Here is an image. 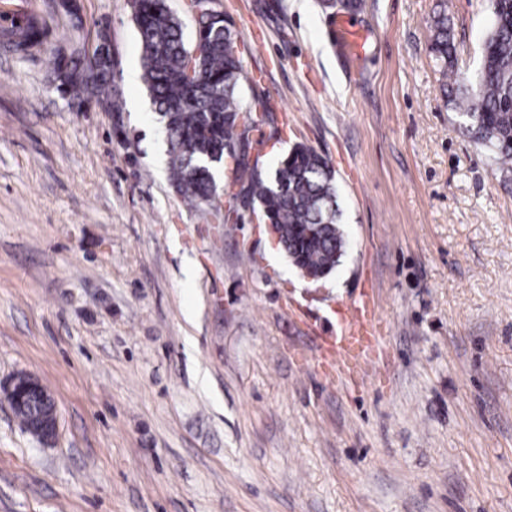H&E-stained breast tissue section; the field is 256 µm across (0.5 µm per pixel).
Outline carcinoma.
Returning <instances> with one entry per match:
<instances>
[{
	"label": "carcinoma",
	"instance_id": "carcinoma-1",
	"mask_svg": "<svg viewBox=\"0 0 512 512\" xmlns=\"http://www.w3.org/2000/svg\"><path fill=\"white\" fill-rule=\"evenodd\" d=\"M140 43L142 77L164 124L168 140V171L177 190L192 204L208 201L215 191L213 161L234 163V184L224 193V208L238 213L243 198L258 207L261 220L275 226L277 244L291 264L314 280L327 277L345 252L340 228L341 210L334 172L328 160L303 143L272 170L247 159L248 134L265 132L252 120L256 100L241 96L242 65L238 35L226 15L200 21L194 44L189 45L180 20L166 0H139L134 18ZM431 50L443 77L448 100L462 111L466 129L483 145L503 172L512 171V0L491 4V22L476 76L455 70L456 45L448 14L432 19ZM41 43L37 24L24 27L21 51ZM201 47L191 57L194 46ZM196 77L184 78L189 64ZM62 62L53 61L57 87L63 97L83 105L88 89L61 77Z\"/></svg>",
	"mask_w": 512,
	"mask_h": 512
}]
</instances>
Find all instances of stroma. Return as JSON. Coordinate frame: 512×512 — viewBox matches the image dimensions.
I'll return each instance as SVG.
<instances>
[{
  "instance_id": "obj_1",
  "label": "stroma",
  "mask_w": 512,
  "mask_h": 512,
  "mask_svg": "<svg viewBox=\"0 0 512 512\" xmlns=\"http://www.w3.org/2000/svg\"><path fill=\"white\" fill-rule=\"evenodd\" d=\"M34 3L48 38L0 44V383L39 379L59 431L0 401V512H512V174L430 51L443 7L476 74L489 0H218L271 107L252 154L335 171L347 248L318 282L252 209L174 189L128 0H79L78 25ZM102 28L117 112L54 89L56 51ZM367 285L372 368L326 380L323 330ZM337 36L340 44L352 55H360L365 49L367 35L359 28L340 22L337 28Z\"/></svg>"
}]
</instances>
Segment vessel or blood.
I'll return each mask as SVG.
<instances>
[{"instance_id":"obj_1","label":"vessel or blood","mask_w":512,"mask_h":512,"mask_svg":"<svg viewBox=\"0 0 512 512\" xmlns=\"http://www.w3.org/2000/svg\"><path fill=\"white\" fill-rule=\"evenodd\" d=\"M337 36L350 54L363 53L367 36L359 28L345 22L339 23ZM378 333L375 307L364 300L351 304L344 319L324 339L322 359L326 363L327 374L345 375L363 370Z\"/></svg>"}]
</instances>
